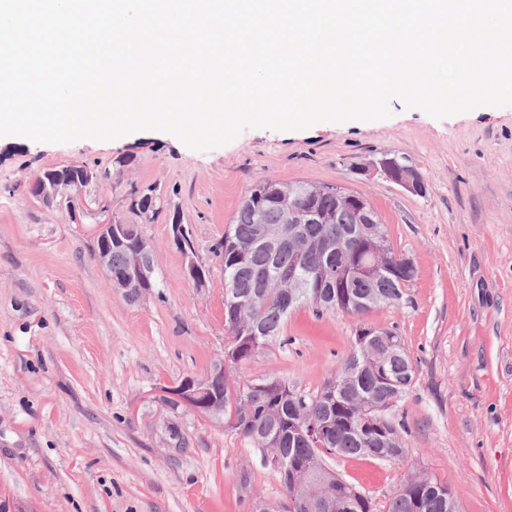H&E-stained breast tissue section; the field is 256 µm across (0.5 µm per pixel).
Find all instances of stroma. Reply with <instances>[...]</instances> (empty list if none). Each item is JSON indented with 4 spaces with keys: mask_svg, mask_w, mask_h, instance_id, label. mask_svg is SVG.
Returning a JSON list of instances; mask_svg holds the SVG:
<instances>
[{
    "mask_svg": "<svg viewBox=\"0 0 512 512\" xmlns=\"http://www.w3.org/2000/svg\"><path fill=\"white\" fill-rule=\"evenodd\" d=\"M391 117L250 129L208 151L139 131L68 144L0 137V512H252L282 498L259 449L165 391L224 352V268L215 247L256 181L337 185L364 195L416 277L399 304L357 317L291 311L286 344L228 367L239 384L271 378L317 394L360 324L395 330L415 369L390 415L405 425L396 463L337 458L330 468L385 512L408 475L447 483L461 512H512V107L444 119L391 104ZM389 154L422 176L414 194L358 166ZM109 169L90 186L106 211L74 221L29 192L49 168ZM163 208L138 221L132 188ZM140 223L155 288L132 300L94 254L96 224ZM192 234L206 287L173 242ZM249 487H242L241 474ZM173 228V238H175L176 244H182L183 245V251L182 253L184 256L188 259L187 267H186V274L188 279H190L194 285L197 288H203L207 285L206 275L202 274V267L198 265L194 259H193V244H190V246H186L183 244L182 241V235L181 231L184 229L182 224H178V222H175V224H172Z\"/></svg>",
    "mask_w": 512,
    "mask_h": 512,
    "instance_id": "obj_1",
    "label": "stroma"
}]
</instances>
